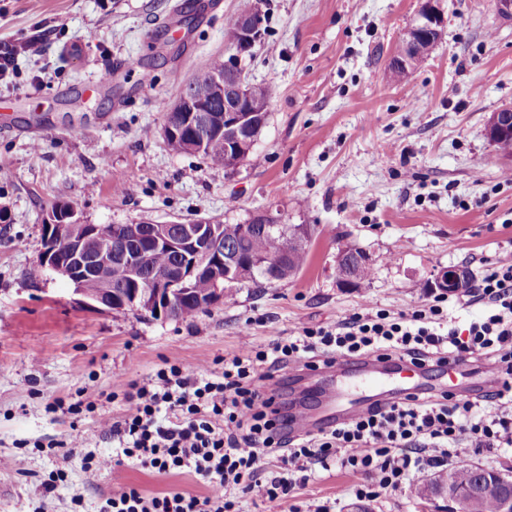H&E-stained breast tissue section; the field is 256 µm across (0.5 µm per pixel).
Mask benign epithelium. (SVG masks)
<instances>
[{
    "label": "benign epithelium",
    "instance_id": "obj_1",
    "mask_svg": "<svg viewBox=\"0 0 512 512\" xmlns=\"http://www.w3.org/2000/svg\"><path fill=\"white\" fill-rule=\"evenodd\" d=\"M441 26V15L433 0H427L417 23L406 32L408 47L414 48L423 38L439 41ZM262 34L259 19L240 18L231 32L236 54L225 61L224 75L212 77L206 93H185L169 106V111L182 113L185 123L195 130L188 147L197 149L220 142L224 153L238 157L255 143L268 107L253 98L242 57L252 52ZM507 134L512 135V106L493 113L486 129L492 144ZM74 216V211L67 208L62 214H51V222L43 225L41 262L69 280L84 304L100 310L132 309L147 311L156 319H171L179 313L178 302L202 275L212 283L205 302L212 307L223 303L228 285L251 282L259 269L271 278L288 263L285 256L260 260L224 246L218 225L210 219L122 224L116 243L109 246L101 242L98 225H78ZM247 227L251 234H266L276 227V222L270 213L261 211L252 215ZM159 249L176 253L178 264L162 272H146L147 257ZM105 266L112 267V278L121 282L131 279V287L117 291L108 283L95 292L87 291L84 282L98 276ZM462 277L460 269L443 268L435 277L434 288L452 291ZM439 496L448 501L449 512H468L472 505L469 493H462L451 484Z\"/></svg>",
    "mask_w": 512,
    "mask_h": 512
}]
</instances>
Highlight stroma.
<instances>
[{"mask_svg": "<svg viewBox=\"0 0 512 512\" xmlns=\"http://www.w3.org/2000/svg\"><path fill=\"white\" fill-rule=\"evenodd\" d=\"M239 0H0V45L44 36L41 56L0 82V512H99L128 485L154 495L215 490L185 470L159 474L126 462L84 482L83 458L117 450L99 416L119 420L132 381L164 360L204 370L297 327L331 326L366 307L408 312L430 301L438 271L480 275L512 249V172L484 136L512 104V19L496 0H438L444 34L402 83L389 64L424 0H261L263 39L243 65L249 81L278 88L255 146L258 162L227 170L172 151L161 102H174L210 59L235 52L224 21ZM67 17L66 30L54 29ZM67 204L84 224L247 223L266 210L284 224H312L308 262L294 278L229 290L222 304L154 320L78 303L73 286L31 275L43 226ZM351 245L372 276L336 284L335 257ZM289 410L316 409L322 371L283 370ZM64 408L47 411L50 398ZM83 401L94 412L74 419ZM65 469L53 492L42 483ZM359 475L317 470L285 502L246 512H446L412 486L374 501L339 497Z\"/></svg>", "mask_w": 512, "mask_h": 512, "instance_id": "35a3bbf8", "label": "stroma"}]
</instances>
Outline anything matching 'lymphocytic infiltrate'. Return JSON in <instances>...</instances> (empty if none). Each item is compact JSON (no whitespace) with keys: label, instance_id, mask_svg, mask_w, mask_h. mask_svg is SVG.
Returning <instances> with one entry per match:
<instances>
[{"label":"lymphocytic infiltrate","instance_id":"f902f5d3","mask_svg":"<svg viewBox=\"0 0 512 512\" xmlns=\"http://www.w3.org/2000/svg\"><path fill=\"white\" fill-rule=\"evenodd\" d=\"M484 315L466 331L449 322L447 297L411 312H356L333 327L302 326L262 347L243 336L221 369L194 371L165 362L153 376L131 382L119 421L99 423L122 456L142 468L187 470L216 487L217 496L185 490L148 497L125 487L100 512H244L242 499L283 501L316 469L338 466L363 475L351 493L375 500L405 488L412 475L447 466L454 450L512 447V252L500 254L469 291ZM405 361L423 371L449 360L488 359L496 388L483 402L444 392L410 393L375 402L350 420L304 433L288 430L287 407L273 386L280 371L315 370L336 359ZM276 455L277 470L259 474Z\"/></svg>","mask_w":512,"mask_h":512}]
</instances>
